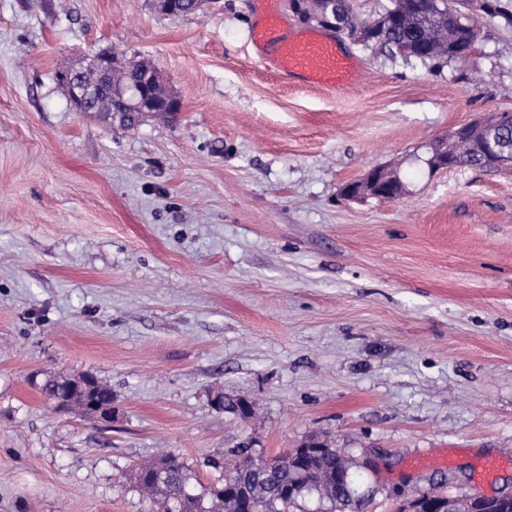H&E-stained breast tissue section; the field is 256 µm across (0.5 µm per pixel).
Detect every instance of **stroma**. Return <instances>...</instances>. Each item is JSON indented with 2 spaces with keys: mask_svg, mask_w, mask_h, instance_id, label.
<instances>
[{
  "mask_svg": "<svg viewBox=\"0 0 512 512\" xmlns=\"http://www.w3.org/2000/svg\"><path fill=\"white\" fill-rule=\"evenodd\" d=\"M156 2L0 0V512H152L133 464L171 452L207 484L244 440L375 458L365 512L512 482V167L427 165L512 110V26L475 12L439 69L347 43L360 80L330 89L264 68L254 0ZM99 52L149 63L180 112L76 111L56 73ZM386 164L399 198L342 196ZM82 375L108 419L41 392Z\"/></svg>",
  "mask_w": 512,
  "mask_h": 512,
  "instance_id": "obj_1",
  "label": "stroma"
}]
</instances>
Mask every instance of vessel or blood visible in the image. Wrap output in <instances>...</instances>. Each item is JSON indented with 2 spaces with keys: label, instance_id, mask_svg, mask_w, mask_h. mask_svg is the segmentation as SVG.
Returning a JSON list of instances; mask_svg holds the SVG:
<instances>
[{
  "label": "vessel or blood",
  "instance_id": "1",
  "mask_svg": "<svg viewBox=\"0 0 512 512\" xmlns=\"http://www.w3.org/2000/svg\"><path fill=\"white\" fill-rule=\"evenodd\" d=\"M258 16L252 41L262 60L289 77L331 88L351 84L359 64L341 44L319 29H294L278 10V0H255Z\"/></svg>",
  "mask_w": 512,
  "mask_h": 512
}]
</instances>
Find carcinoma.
Returning a JSON list of instances; mask_svg holds the SVG:
<instances>
[{"label":"carcinoma","mask_w":512,"mask_h":512,"mask_svg":"<svg viewBox=\"0 0 512 512\" xmlns=\"http://www.w3.org/2000/svg\"><path fill=\"white\" fill-rule=\"evenodd\" d=\"M398 15L401 23L386 34L379 45L390 55L404 54L417 43L431 44L433 52L415 57L424 67L440 66L467 59L472 38L478 37L476 26L467 13L448 2V9L435 10L428 0H388L378 16ZM155 68L144 63H125L114 57L110 73L103 77L93 68L80 71L77 79L97 89L88 110L106 117L113 112L114 99L122 89L140 82ZM71 389V407L84 409V400L91 389H112L97 378L84 375L78 379L60 378L47 381L42 391L54 401L65 389ZM220 409L240 417L251 415L248 400L224 395L217 396ZM236 460L224 468V473L208 486L195 490L183 462L175 455L138 465L134 471L136 483L149 492L157 512H239L242 501L251 503L254 512H294L301 503L316 500L329 504L326 512H361L367 501L356 497L352 489L359 482L363 463L348 448L317 453L296 450L270 457V472H259L249 466L253 459L251 444L243 442L231 450ZM435 512H512V501L483 503L469 493L450 500L435 499Z\"/></svg>","instance_id":"obj_1"}]
</instances>
